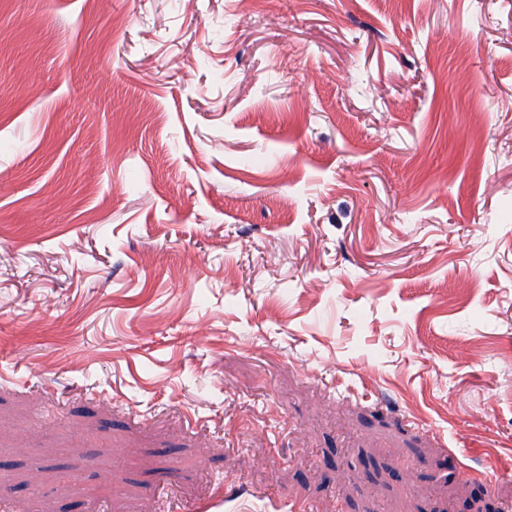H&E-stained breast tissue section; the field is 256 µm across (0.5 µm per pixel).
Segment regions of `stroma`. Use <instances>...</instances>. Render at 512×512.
<instances>
[{"label":"stroma","mask_w":512,"mask_h":512,"mask_svg":"<svg viewBox=\"0 0 512 512\" xmlns=\"http://www.w3.org/2000/svg\"><path fill=\"white\" fill-rule=\"evenodd\" d=\"M244 487L512 512V0H0V496Z\"/></svg>","instance_id":"stroma-1"}]
</instances>
